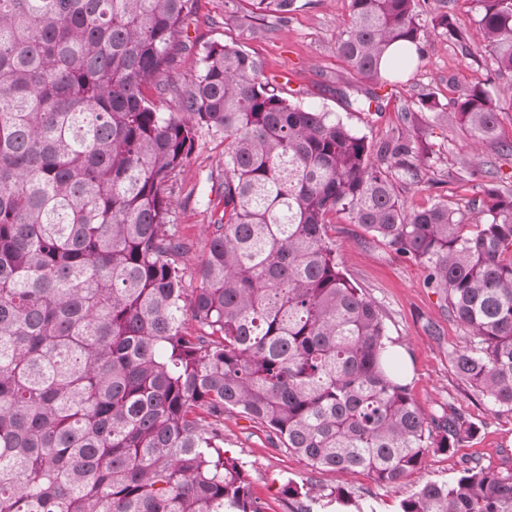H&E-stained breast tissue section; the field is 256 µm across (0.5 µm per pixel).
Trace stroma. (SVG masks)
Returning <instances> with one entry per match:
<instances>
[{"label":"stroma","mask_w":512,"mask_h":512,"mask_svg":"<svg viewBox=\"0 0 512 512\" xmlns=\"http://www.w3.org/2000/svg\"><path fill=\"white\" fill-rule=\"evenodd\" d=\"M298 4L287 20L278 22L270 15L240 10L235 0H198L197 11L180 37L186 49L178 53L163 76L171 92L164 96L161 111H177L175 91L195 77L206 44L238 42L261 58L265 77L284 97L336 115L370 141L421 131L434 153L421 166L418 183L399 184L402 200L408 208L421 209L443 199L469 221L480 220L479 193L465 169L492 166L498 180L507 184L512 182V155L495 153L489 141L474 143L450 116L425 112L414 127L402 120L403 112L416 110L420 94L436 93L442 104L449 105L461 89L483 84L500 107L498 139L512 140V76H498L491 70L472 0H423L419 20L424 31V57L417 67L400 75L398 84L376 85L375 92L384 101L380 112H358L347 103L365 88L336 52V32L349 19V0H298ZM445 11L452 12L467 29L471 56H463L435 28V17ZM223 175V140L199 131L191 160L180 173L171 197L173 219L189 244L183 259L189 289L198 285L194 270L207 242L210 188ZM329 220L328 235L341 269L383 314L388 343L400 346L406 355L403 380L416 404L429 414L455 405L481 420L482 429L461 453L429 452L424 469L407 477L402 489L395 490L378 485L363 472L346 475L316 469L273 443L266 429L250 419L226 416L224 447L245 462L251 489L266 512H298L297 502L281 492L289 481L319 488L321 497L311 504V512H342L341 504L330 498L331 490L340 485L351 493L353 512H393L400 493L414 491L427 480L442 483L453 479L462 456L478 457L491 469L507 467L503 451L512 449V414L491 413L455 379L448 350L465 346L468 339L462 328L449 320L444 300L427 288L424 268L398 256L344 215L333 214Z\"/></svg>","instance_id":"stroma-1"}]
</instances>
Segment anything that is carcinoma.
Segmentation results:
<instances>
[{
  "label": "carcinoma",
  "instance_id": "obj_1",
  "mask_svg": "<svg viewBox=\"0 0 512 512\" xmlns=\"http://www.w3.org/2000/svg\"><path fill=\"white\" fill-rule=\"evenodd\" d=\"M245 2L281 21L297 9ZM474 2L497 74H512V0ZM195 5L0 0V512H264L224 450L232 413L318 469L396 489L429 451L470 442L471 416L428 415L398 380L382 315L340 270L333 213L424 266L469 336L448 350L454 376L512 413V188L469 172L479 224L440 200L407 209L394 177L416 179L430 145L369 144L279 95L236 43L204 47L181 111H160L169 87L150 80ZM349 7L336 52L357 78L422 57L418 0ZM436 25L472 55L454 14ZM353 105L381 108L370 90ZM454 117L496 139L485 87L463 90ZM200 129L224 139V177L188 298L171 196ZM396 512H512V467L465 456Z\"/></svg>",
  "mask_w": 512,
  "mask_h": 512
}]
</instances>
